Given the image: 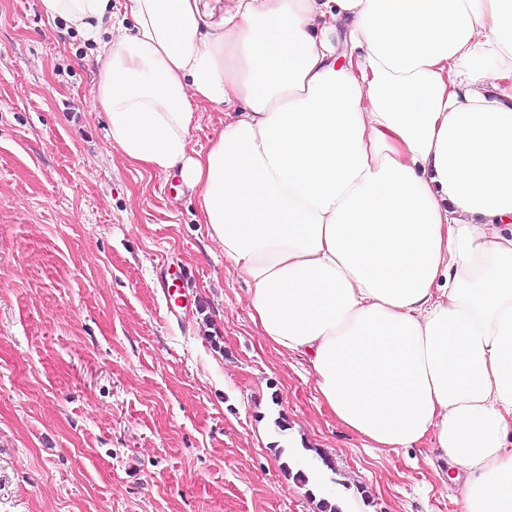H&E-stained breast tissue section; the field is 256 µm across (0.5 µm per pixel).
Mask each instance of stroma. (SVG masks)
Returning a JSON list of instances; mask_svg holds the SVG:
<instances>
[{
	"label": "stroma",
	"instance_id": "obj_1",
	"mask_svg": "<svg viewBox=\"0 0 512 512\" xmlns=\"http://www.w3.org/2000/svg\"><path fill=\"white\" fill-rule=\"evenodd\" d=\"M101 65L0 0V512H455L434 442L365 447L262 336L195 196L108 141Z\"/></svg>",
	"mask_w": 512,
	"mask_h": 512
}]
</instances>
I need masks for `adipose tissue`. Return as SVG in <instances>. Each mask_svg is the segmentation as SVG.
<instances>
[{
  "label": "adipose tissue",
  "mask_w": 512,
  "mask_h": 512,
  "mask_svg": "<svg viewBox=\"0 0 512 512\" xmlns=\"http://www.w3.org/2000/svg\"><path fill=\"white\" fill-rule=\"evenodd\" d=\"M40 8L97 40L110 141L195 192L337 420L432 439L457 512H512V0H124L128 28L111 0ZM203 106L235 113L196 152Z\"/></svg>",
  "instance_id": "obj_1"
}]
</instances>
